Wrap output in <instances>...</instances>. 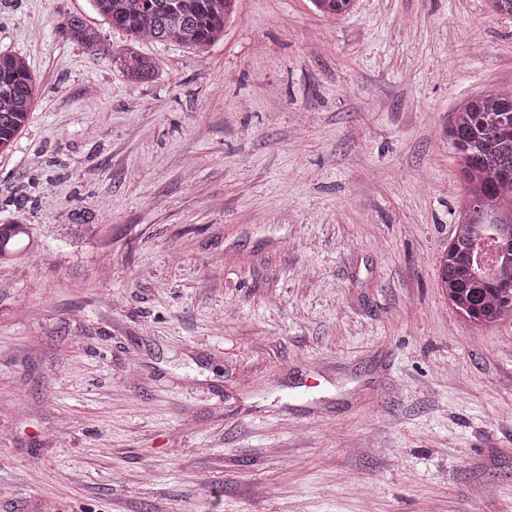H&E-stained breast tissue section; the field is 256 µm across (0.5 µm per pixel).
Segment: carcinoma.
I'll return each instance as SVG.
<instances>
[{"label":"carcinoma","mask_w":512,"mask_h":512,"mask_svg":"<svg viewBox=\"0 0 512 512\" xmlns=\"http://www.w3.org/2000/svg\"><path fill=\"white\" fill-rule=\"evenodd\" d=\"M235 0H92L94 9L124 31L129 45L113 61L132 83L153 79L156 61L134 47L141 41L173 42L204 49L224 33ZM327 16L346 11L352 0H312ZM61 35L90 52L99 50L98 31L83 16L70 13L58 26ZM35 82L26 61L0 53V150L12 146L31 116ZM461 161L469 206L455 227L443 257L439 286L452 308L480 325L512 316V272L477 279L470 272V233L489 224L501 247L512 253V93H494L455 113L450 129ZM21 234L18 224H0V257Z\"/></svg>","instance_id":"carcinoma-1"}]
</instances>
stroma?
<instances>
[{"label":"stroma","instance_id":"obj_1","mask_svg":"<svg viewBox=\"0 0 512 512\" xmlns=\"http://www.w3.org/2000/svg\"><path fill=\"white\" fill-rule=\"evenodd\" d=\"M69 13L101 49L64 41ZM0 0V512H512V317L438 286L448 139L512 87L490 0H235L207 48ZM35 82L26 61L0 53V150L12 146L31 116Z\"/></svg>","mask_w":512,"mask_h":512}]
</instances>
